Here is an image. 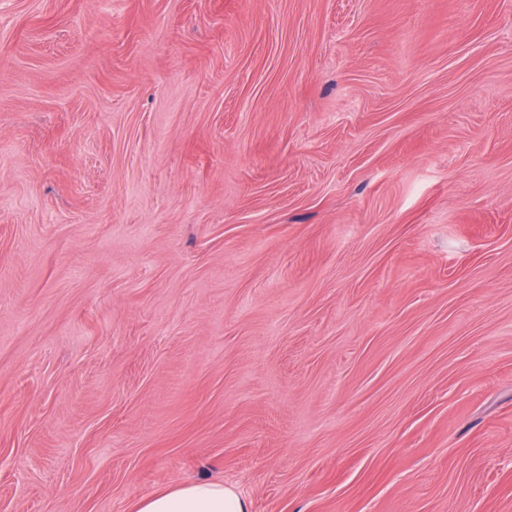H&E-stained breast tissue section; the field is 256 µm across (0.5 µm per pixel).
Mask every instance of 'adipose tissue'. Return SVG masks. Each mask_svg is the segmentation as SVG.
<instances>
[{
  "label": "adipose tissue",
  "mask_w": 512,
  "mask_h": 512,
  "mask_svg": "<svg viewBox=\"0 0 512 512\" xmlns=\"http://www.w3.org/2000/svg\"><path fill=\"white\" fill-rule=\"evenodd\" d=\"M131 512H251V502L232 485L201 480L143 498Z\"/></svg>",
  "instance_id": "1"
}]
</instances>
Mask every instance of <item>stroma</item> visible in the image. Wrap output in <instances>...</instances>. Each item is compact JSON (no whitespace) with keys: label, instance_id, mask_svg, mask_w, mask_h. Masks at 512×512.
Wrapping results in <instances>:
<instances>
[{"label":"stroma","instance_id":"1","mask_svg":"<svg viewBox=\"0 0 512 512\" xmlns=\"http://www.w3.org/2000/svg\"><path fill=\"white\" fill-rule=\"evenodd\" d=\"M512 512V0H0V512ZM131 512H251V502L233 485L201 480L143 498Z\"/></svg>","mask_w":512,"mask_h":512}]
</instances>
